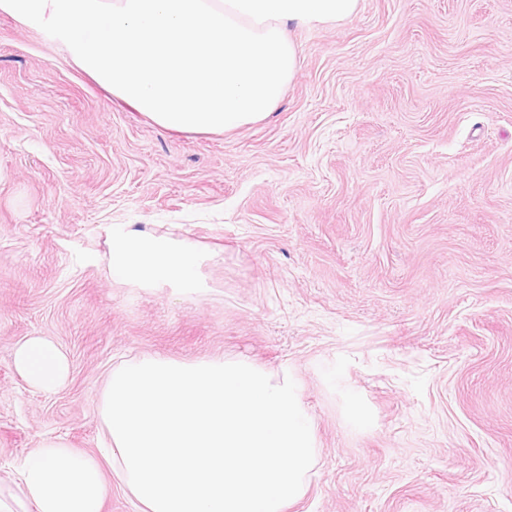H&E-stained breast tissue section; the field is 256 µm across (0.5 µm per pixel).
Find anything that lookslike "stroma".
Returning <instances> with one entry per match:
<instances>
[{"instance_id":"stroma-1","label":"stroma","mask_w":512,"mask_h":512,"mask_svg":"<svg viewBox=\"0 0 512 512\" xmlns=\"http://www.w3.org/2000/svg\"><path fill=\"white\" fill-rule=\"evenodd\" d=\"M292 38L268 119L174 133L0 12V485L48 438L98 454L120 364L245 358L315 424L290 512H512V0H360ZM131 228L215 252L207 290L113 282ZM31 336L56 391L13 366ZM16 369L29 384L41 391H52L62 385L69 372L66 356L51 341L31 337L14 352Z\"/></svg>"}]
</instances>
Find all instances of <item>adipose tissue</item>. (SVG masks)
Masks as SVG:
<instances>
[{
  "label": "adipose tissue",
  "mask_w": 512,
  "mask_h": 512,
  "mask_svg": "<svg viewBox=\"0 0 512 512\" xmlns=\"http://www.w3.org/2000/svg\"><path fill=\"white\" fill-rule=\"evenodd\" d=\"M203 254L189 243L170 236H154L130 229L109 241V270L114 281L139 288L172 287L184 294L203 289ZM16 369L41 391L62 385L69 372L66 356L51 341L32 337L14 352Z\"/></svg>",
  "instance_id": "1"
}]
</instances>
